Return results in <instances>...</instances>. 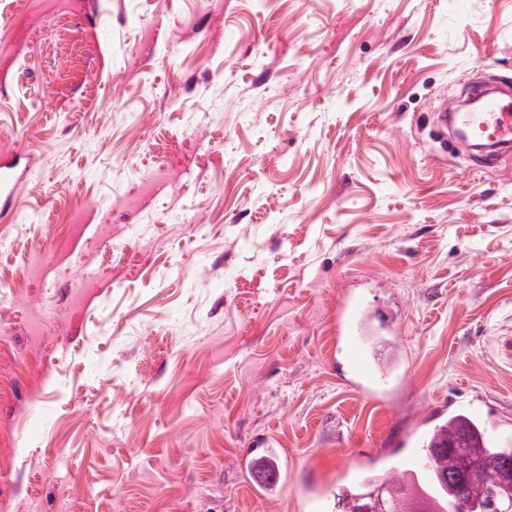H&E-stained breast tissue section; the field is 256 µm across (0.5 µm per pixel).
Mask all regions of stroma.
<instances>
[{
	"instance_id": "35a3bbf8",
	"label": "stroma",
	"mask_w": 512,
	"mask_h": 512,
	"mask_svg": "<svg viewBox=\"0 0 512 512\" xmlns=\"http://www.w3.org/2000/svg\"><path fill=\"white\" fill-rule=\"evenodd\" d=\"M5 55L6 512H301L437 405L512 417V162L430 138L512 82V0H0ZM366 277L405 313L383 399L336 350ZM264 448L256 452L246 454L242 458V468L245 472L259 473V485L262 492L259 496L268 501L276 500L283 489L285 482V470L277 462V450L271 444H265Z\"/></svg>"
}]
</instances>
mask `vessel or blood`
Instances as JSON below:
<instances>
[{
  "label": "vessel or blood",
  "mask_w": 512,
  "mask_h": 512,
  "mask_svg": "<svg viewBox=\"0 0 512 512\" xmlns=\"http://www.w3.org/2000/svg\"><path fill=\"white\" fill-rule=\"evenodd\" d=\"M472 96L480 101L476 111L459 107L453 97H445L435 113L434 134L447 139L449 129H467L487 142L479 161L494 166L512 156V87H499L490 93L488 87L472 89ZM336 341L355 371L354 385L366 395L378 397L385 388L408 380L402 368V311L399 306L372 305L361 292L343 294L336 318ZM466 412L469 418L483 424L486 444L506 447L512 445V425L494 418L483 401L472 400ZM447 410H439L435 419L421 423L403 435L396 453L383 456L385 467L401 471L406 479L410 497L434 499L442 485L428 450L429 433L436 421L446 420ZM245 471L259 474L261 496L276 500L283 489L285 470L277 462V450L265 445L261 451L246 454L242 459Z\"/></svg>",
  "instance_id": "obj_1"
}]
</instances>
